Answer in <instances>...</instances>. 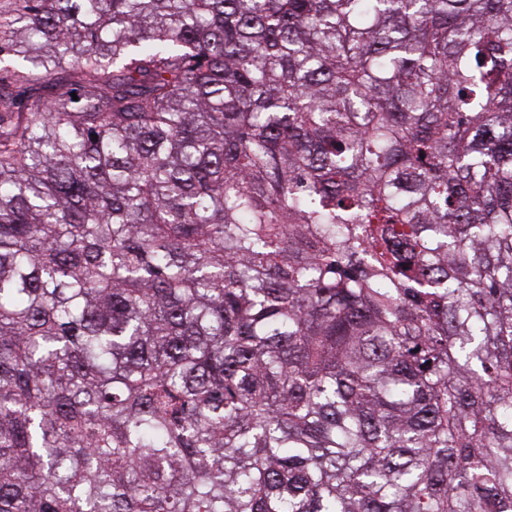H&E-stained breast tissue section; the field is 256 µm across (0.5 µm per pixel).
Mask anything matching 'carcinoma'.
I'll return each mask as SVG.
<instances>
[{
    "label": "carcinoma",
    "mask_w": 512,
    "mask_h": 512,
    "mask_svg": "<svg viewBox=\"0 0 512 512\" xmlns=\"http://www.w3.org/2000/svg\"><path fill=\"white\" fill-rule=\"evenodd\" d=\"M0 512H512V0H0Z\"/></svg>",
    "instance_id": "1"
}]
</instances>
